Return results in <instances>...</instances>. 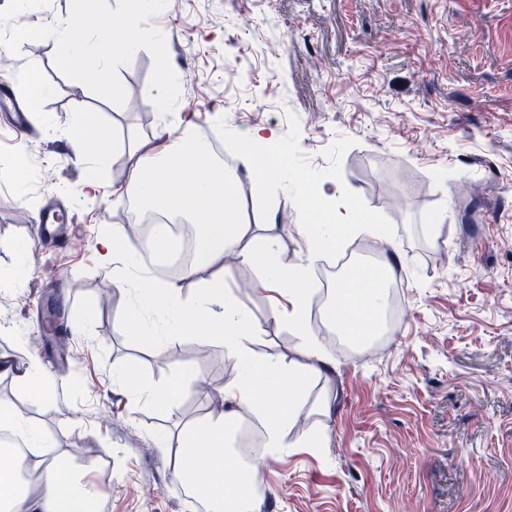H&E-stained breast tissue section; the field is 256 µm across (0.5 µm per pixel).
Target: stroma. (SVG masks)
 I'll use <instances>...</instances> for the list:
<instances>
[{
  "mask_svg": "<svg viewBox=\"0 0 512 512\" xmlns=\"http://www.w3.org/2000/svg\"><path fill=\"white\" fill-rule=\"evenodd\" d=\"M149 24L182 78L175 114L151 101L153 58L143 49L118 69L121 106L66 78L50 39L24 43L0 75L30 123L17 131L0 109V156L29 150L50 172L20 185L0 167V273L26 279L0 288L15 313L0 325V358L37 353L53 386L36 403L0 378V405L84 468L105 492L98 512H199L156 439L208 415L216 391L191 386L158 408L120 374L158 387L180 370L213 384L237 370L219 343L156 348L127 330L133 296L113 285L127 256L107 267L90 258L98 227L124 221L112 188L126 180L130 137L151 139L187 112L222 140L240 207L254 218L275 211L278 260L309 265L311 298L328 303L320 276L338 260L374 266L393 248L405 260L390 334L348 353L314 320L329 363L311 379L295 429H326L327 445L260 454L265 492L252 512H512V0H175ZM33 77L44 87L36 102ZM80 110L116 146L94 196L79 192L85 170L69 137ZM259 127L278 133L290 175L335 182L337 223L367 211L385 235L345 238L307 264L298 231L307 212L286 184L258 183L241 159ZM51 201L75 217L82 249L38 244L36 219ZM48 259L63 269L49 287L38 278ZM223 279L259 329L255 351L302 360L299 335L273 316L256 269L231 256ZM89 310L82 334L58 338Z\"/></svg>",
  "mask_w": 512,
  "mask_h": 512,
  "instance_id": "35a3bbf8",
  "label": "stroma"
}]
</instances>
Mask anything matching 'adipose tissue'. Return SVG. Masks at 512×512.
Returning a JSON list of instances; mask_svg holds the SVG:
<instances>
[{"label": "adipose tissue", "instance_id": "1", "mask_svg": "<svg viewBox=\"0 0 512 512\" xmlns=\"http://www.w3.org/2000/svg\"><path fill=\"white\" fill-rule=\"evenodd\" d=\"M182 123L180 131L160 125L152 140L129 148L127 180L114 187L112 194L136 200L143 210L164 216L149 241L155 249H164L169 242L168 219L181 217L200 225L199 258L183 270L184 278L196 280L200 287L192 299L184 300L175 284L157 281L146 287L132 273L119 285L140 297L138 304L128 308L126 321L142 340L156 345L163 339L204 337L220 342L226 359L238 367V375L224 384V401L229 406L224 415L201 419L176 437L158 438L156 446L173 457L177 484L208 502L211 512H248L256 468L241 464L226 449L239 409H248L262 428L265 447H322L323 431L307 430L294 440L289 434L302 413L307 382L327 360L315 332L304 322L310 293L304 270L280 265L273 237L253 232L242 216L235 174L214 160L207 138L193 132L191 117H184ZM76 128L75 158L87 170L80 191L93 195L114 144L108 132L88 116H80ZM247 139L266 151L252 166L254 177L265 183L287 180L288 159L277 132L257 128ZM354 229L364 232L368 226L339 224L323 214L300 227L312 257ZM231 255L256 268L264 289L285 300L277 314L299 329L303 361L263 357L250 347L257 328L224 290V262ZM394 266L393 259H384L375 281L341 288V301L328 308L326 323L359 340L372 335L380 322L382 289ZM0 430L10 432L23 446L19 453H0V512H96L103 490L89 485L68 458L50 454L49 440L21 412L0 406ZM31 468L39 478L33 492L19 482ZM231 480L238 483L239 492L228 498L223 489Z\"/></svg>", "mask_w": 512, "mask_h": 512}]
</instances>
